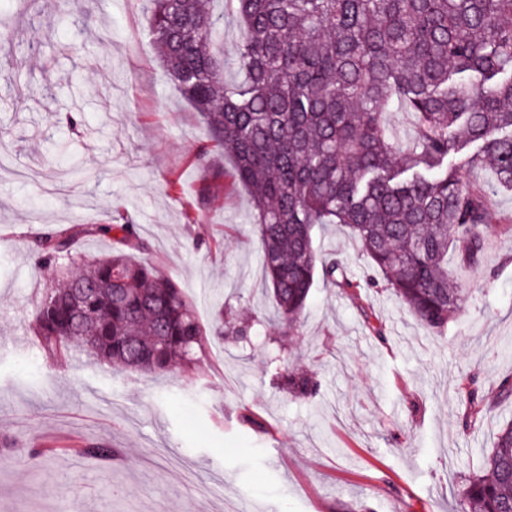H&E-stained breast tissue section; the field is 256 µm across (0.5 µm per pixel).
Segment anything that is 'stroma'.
I'll list each match as a JSON object with an SVG mask.
<instances>
[{"label":"stroma","instance_id":"obj_1","mask_svg":"<svg viewBox=\"0 0 512 512\" xmlns=\"http://www.w3.org/2000/svg\"><path fill=\"white\" fill-rule=\"evenodd\" d=\"M150 0H59L54 20L0 0V512H458L512 398V194L491 196L489 251L456 269L465 301L440 332L390 292L360 298L316 280L297 331L265 323L250 197L225 175L208 192L195 155L206 126L156 53ZM75 123H68V113ZM93 173L91 181L73 169ZM139 224L158 266L195 304L211 337L192 369L138 374L79 347L46 357L30 325L57 277L31 238L45 230ZM316 249L364 280L372 269L346 229H317ZM250 323L217 336L219 313ZM312 369L304 401L276 366ZM474 384L488 418L466 427L459 386ZM108 446L123 458L79 456ZM27 448L40 456L24 461Z\"/></svg>","mask_w":512,"mask_h":512}]
</instances>
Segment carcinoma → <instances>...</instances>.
Wrapping results in <instances>:
<instances>
[{
    "label": "carcinoma",
    "mask_w": 512,
    "mask_h": 512,
    "mask_svg": "<svg viewBox=\"0 0 512 512\" xmlns=\"http://www.w3.org/2000/svg\"><path fill=\"white\" fill-rule=\"evenodd\" d=\"M151 32L170 79L203 118L211 147L233 160L250 193L254 234L275 320L296 329L317 275L359 298L363 285L342 260L314 247V229L350 232L391 292L427 329L442 331L459 312L448 253L479 267L491 223L489 195L512 192V0H235L243 23L236 65L225 78L214 42L224 15L211 0H152ZM414 115L405 146L383 114ZM482 143L470 166L493 181L462 182L448 153ZM110 234L147 249L139 226L110 224L44 231L32 238L38 261L72 256L80 235ZM39 347L60 358L67 344L101 363L137 373L191 368L206 331L173 279L124 252L60 267L33 319ZM280 388L313 399V371L286 367ZM466 423L488 413L468 388ZM78 453L115 460L117 448ZM461 512H512V422L468 479Z\"/></svg>",
    "instance_id": "carcinoma-1"
}]
</instances>
